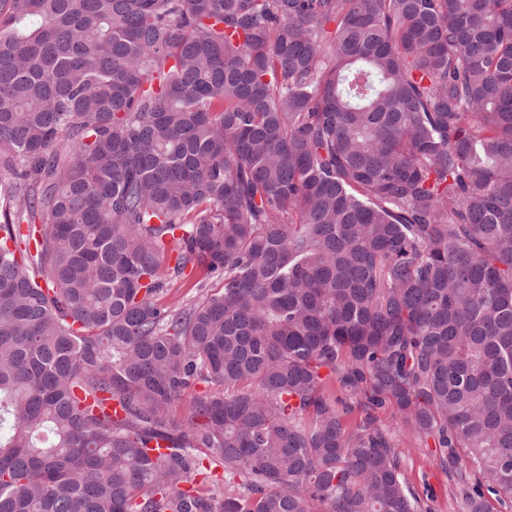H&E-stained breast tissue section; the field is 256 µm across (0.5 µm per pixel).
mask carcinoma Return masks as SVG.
<instances>
[{"label":"carcinoma","mask_w":512,"mask_h":512,"mask_svg":"<svg viewBox=\"0 0 512 512\" xmlns=\"http://www.w3.org/2000/svg\"><path fill=\"white\" fill-rule=\"evenodd\" d=\"M0 170V512L512 507V0H0ZM383 423L391 426L399 444L406 450L405 477L407 483L426 500L432 512H463L452 473L439 465V451L432 439L427 442L415 439L408 431L395 425L389 412L380 413ZM431 496V499H430Z\"/></svg>","instance_id":"obj_1"}]
</instances>
